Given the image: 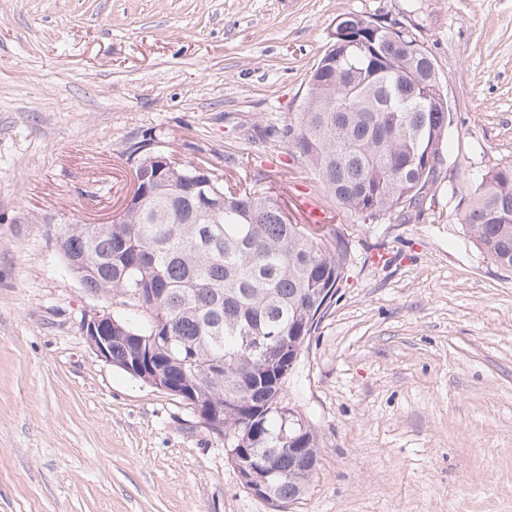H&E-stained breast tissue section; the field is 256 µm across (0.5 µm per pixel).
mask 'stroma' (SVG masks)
<instances>
[{"label":"stroma","mask_w":512,"mask_h":512,"mask_svg":"<svg viewBox=\"0 0 512 512\" xmlns=\"http://www.w3.org/2000/svg\"><path fill=\"white\" fill-rule=\"evenodd\" d=\"M351 12L418 24L454 112L436 203L407 224L337 210L288 144ZM149 138L348 242L286 385L321 453L285 512H512V269L460 221L512 163V0H0V512H276L189 405L82 332L108 304L57 238L122 207Z\"/></svg>","instance_id":"35a3bbf8"}]
</instances>
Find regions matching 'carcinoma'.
I'll return each mask as SVG.
<instances>
[{
	"instance_id": "cac0c4a2",
	"label": "carcinoma",
	"mask_w": 512,
	"mask_h": 512,
	"mask_svg": "<svg viewBox=\"0 0 512 512\" xmlns=\"http://www.w3.org/2000/svg\"><path fill=\"white\" fill-rule=\"evenodd\" d=\"M344 23L360 40H330L286 132L289 146L339 208L372 223L396 213L409 221L435 204L453 113L419 99L432 72L418 25L407 23L392 51L372 17L342 14L336 25ZM215 188L224 193L217 224L147 202L122 224L66 225L58 249L67 263L87 254L93 270L68 269L90 293L145 318L136 326L114 316L113 365L134 360L129 337H145L144 350L170 379L189 381L224 420L228 445L270 462V503L282 508L304 494L320 454L316 428L284 395L295 368L285 346L316 332L351 257L337 228L294 223L276 193L224 180ZM461 223L496 264L512 268V165L469 188Z\"/></svg>"
}]
</instances>
